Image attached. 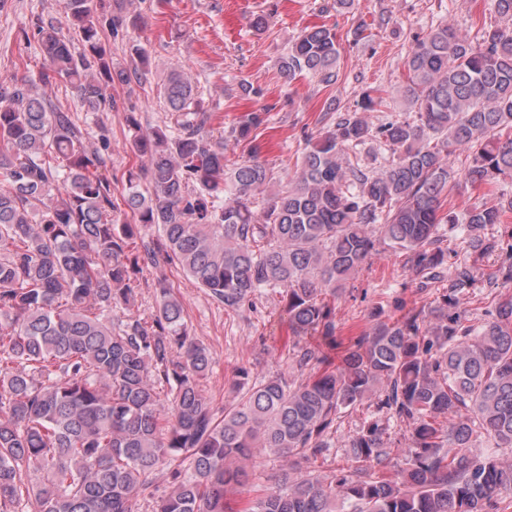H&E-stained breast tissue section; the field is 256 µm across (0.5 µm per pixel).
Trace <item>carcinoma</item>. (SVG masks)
I'll return each mask as SVG.
<instances>
[{"label":"carcinoma","mask_w":512,"mask_h":512,"mask_svg":"<svg viewBox=\"0 0 512 512\" xmlns=\"http://www.w3.org/2000/svg\"><path fill=\"white\" fill-rule=\"evenodd\" d=\"M108 7L64 0L78 54L53 20L34 21L41 84L70 85L87 112L116 108L109 85L151 65L136 48L133 70L113 66L99 22ZM339 58L334 30L306 27L280 69L331 86ZM404 68L414 120L371 125L365 113L383 98L365 93L357 110L306 137L300 165L276 189L251 145L265 113L216 135L211 109L175 68L160 91L169 124L143 134L127 113L143 166L127 170L121 205L101 173L108 157L86 149L75 114L25 74L0 84V512H141L150 501L154 512H494V497L512 492V465L470 448L481 435L512 448V295L480 324L459 299L490 255L504 256L490 279L512 288V242L486 236L512 198L461 215L443 204L459 173L474 188L512 179V29L474 43L451 23L432 25L413 37ZM368 140L387 154L379 175L345 160ZM244 143L248 158L228 163ZM458 150L467 152L459 173L449 162ZM442 224L462 227L473 260L448 272L434 319L420 308L379 321L338 362L302 347L299 366L319 365L305 379L252 382L239 368L245 393L220 416L201 389L210 351L172 284L155 281L150 318L133 312L137 273L165 260L229 309L282 289L291 329L331 344L327 296L379 246L441 279ZM152 227L158 234L144 239ZM373 395L381 417L351 436L346 465L316 469L342 415ZM392 419L411 425L400 483L384 475ZM254 448L278 454L284 477L240 505ZM163 466L172 489L159 499L153 474ZM31 467L42 481H24Z\"/></svg>","instance_id":"obj_1"}]
</instances>
